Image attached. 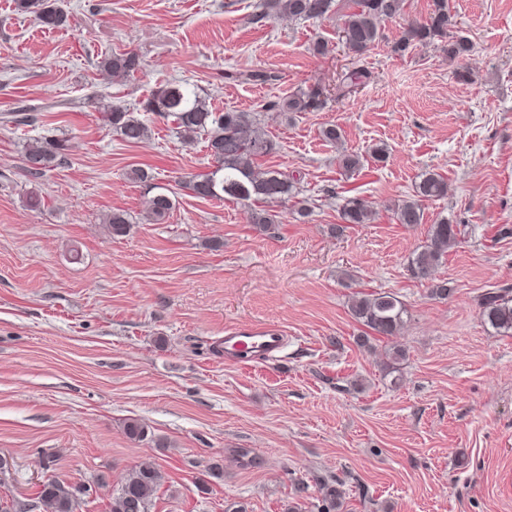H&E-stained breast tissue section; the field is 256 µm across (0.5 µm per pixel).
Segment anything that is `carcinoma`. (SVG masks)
Instances as JSON below:
<instances>
[{
    "label": "carcinoma",
    "instance_id": "1",
    "mask_svg": "<svg viewBox=\"0 0 512 512\" xmlns=\"http://www.w3.org/2000/svg\"><path fill=\"white\" fill-rule=\"evenodd\" d=\"M17 10L31 13L41 24L57 28L68 21L62 0H15ZM348 9L344 0H261L259 18L287 17L295 21H309L332 16L340 20L342 46L357 57L374 48L382 38V25L403 13L405 0H353ZM455 14L448 0H433L429 19L411 23L393 44L392 51L404 52L409 47L426 45L436 39H448V55L456 56L470 50V42L456 37ZM100 69L111 75L130 76L140 70L141 60L133 51L106 54L99 61ZM321 105L316 91L295 93L284 100V112H310ZM161 118H174L177 133L188 144L205 136L209 155L216 163L207 174H198L184 182V188L202 198H223L264 204L282 203L298 196L299 191L288 173L266 168L259 169L256 159L275 150V144L242 111L219 112L213 109L195 89L170 81L158 87L143 106ZM105 125L112 128L127 143H139L151 136V129L138 113L121 105L110 106L103 112ZM66 146L55 139L38 140L25 148L24 168L34 175H42L62 160ZM447 194L444 177L429 172L416 185V198L405 200L396 209L400 224H421L424 218L423 202L442 199ZM147 215L155 222L163 221L174 208L171 197L158 193L145 201ZM345 224H369L374 211L358 196L346 197L340 207ZM250 223L266 228L277 223L271 209H253ZM112 234L127 233L130 220L123 211H114L105 219ZM461 234L459 225L446 218L430 225L428 241L415 250L409 265L420 279L432 277L443 255L454 246ZM482 321L493 329L512 333V290L492 288L478 299ZM352 315L377 336H394L406 323L409 311L406 305L391 293L356 294L349 305ZM160 485V472L152 463H141L130 469L117 493L112 497L110 512H150L152 499ZM84 489L71 488L56 481L42 485L40 499L48 503L52 512H77L79 495Z\"/></svg>",
    "mask_w": 512,
    "mask_h": 512
}]
</instances>
